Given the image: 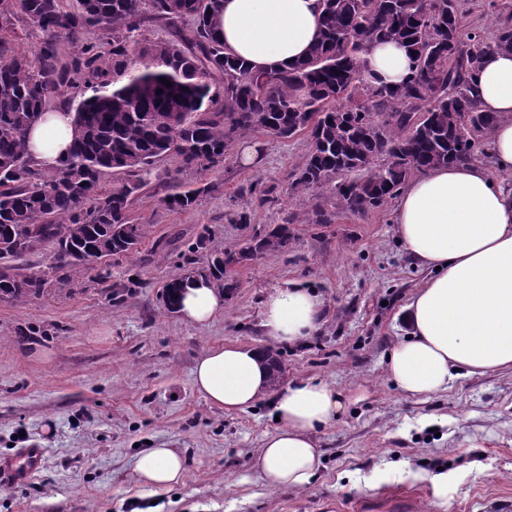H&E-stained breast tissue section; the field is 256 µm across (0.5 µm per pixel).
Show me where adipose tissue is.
Returning <instances> with one entry per match:
<instances>
[{"mask_svg": "<svg viewBox=\"0 0 512 512\" xmlns=\"http://www.w3.org/2000/svg\"><path fill=\"white\" fill-rule=\"evenodd\" d=\"M323 30L322 0H224L218 35L226 49L255 70L278 69L304 59ZM366 66L396 87L412 59L395 43L373 47ZM481 108L497 116L491 133L493 170L450 164L426 171L400 189L393 211L406 250L432 275L405 308L410 337L397 343L386 373L408 397L448 390L456 379L512 369V191L495 172H512V53L488 52L474 78ZM71 118L57 110L32 129L27 150L45 167L67 157ZM324 301L312 286L289 281L268 294L262 310L265 336L297 343L322 325ZM224 308V294L205 276L191 278L176 295L187 322L209 324ZM197 392L213 407L243 411L273 396L280 421L263 441L253 465L272 488L311 484L320 466L313 438L344 409L341 393L306 379L272 389L261 350L224 345L206 350L193 370ZM186 467L173 448H150L134 462L138 483L165 490L182 483Z\"/></svg>", "mask_w": 512, "mask_h": 512, "instance_id": "ef3b65f1", "label": "adipose tissue"}]
</instances>
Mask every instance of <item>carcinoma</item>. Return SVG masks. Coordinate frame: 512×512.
Wrapping results in <instances>:
<instances>
[{"label": "carcinoma", "instance_id": "cac0c4a2", "mask_svg": "<svg viewBox=\"0 0 512 512\" xmlns=\"http://www.w3.org/2000/svg\"><path fill=\"white\" fill-rule=\"evenodd\" d=\"M222 3L0 0V46L18 37L20 25L42 33L34 56L0 57V300L44 292L47 280L26 263L30 255L48 249L63 271L138 250L146 227L130 220L132 197L163 157H175L181 170L207 171L254 131L278 138L306 132L311 148L291 175V192L327 189L339 211L364 215L415 174L474 160L497 122L480 110L472 77L489 51L512 52V25L500 24L488 45L464 31L457 0H323L321 41L300 63L270 71H253L225 51L216 33ZM148 22L165 25L170 38H135ZM88 29L101 43L83 40ZM63 40L73 47L67 61L58 52ZM387 40L412 58V74L398 87L364 67L372 46ZM66 89L78 98L68 158L38 168L25 152L27 134ZM111 170L127 179L103 191ZM204 191L175 186L164 203L185 210ZM209 241V231L200 233L187 257L194 264L193 255L204 252L207 265L164 286L167 309L191 276H207L233 295L235 266L288 249L294 235L280 224L214 253ZM266 355L277 388L280 354L268 348Z\"/></svg>", "mask_w": 512, "mask_h": 512}]
</instances>
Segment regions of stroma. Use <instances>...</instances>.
Segmentation results:
<instances>
[{
	"label": "stroma",
	"instance_id": "35a3bbf8",
	"mask_svg": "<svg viewBox=\"0 0 512 512\" xmlns=\"http://www.w3.org/2000/svg\"><path fill=\"white\" fill-rule=\"evenodd\" d=\"M458 4L464 29L488 42L512 17V0ZM247 141L262 150L261 166H243L236 146L203 174L179 172L170 156L155 164L130 209L146 227L137 252L71 271L26 302L0 301V459L44 451L29 481L0 483V512H387L398 494L413 512H512V371L461 378L428 398L405 397L386 375L388 353L410 332L404 307L428 276L397 238L393 204L296 223L303 207L290 175L308 137L255 132ZM176 182L200 189L192 208L164 206ZM243 213L249 223H239ZM286 222L292 247L238 266L239 288L209 325L166 310L163 288L191 272L185 255L201 232L221 251ZM287 281L322 295L325 322L303 342L276 346L283 380L315 378L345 398L336 423L315 436L321 466L305 489L264 486L253 471L276 428L270 398L227 413L192 383L207 349L271 345L262 305ZM149 446L184 455L181 485L156 493L136 483L135 458ZM404 461L421 479L397 472ZM443 466L453 479L442 500L428 477ZM387 467L389 481L372 487Z\"/></svg>",
	"mask_w": 512,
	"mask_h": 512
}]
</instances>
